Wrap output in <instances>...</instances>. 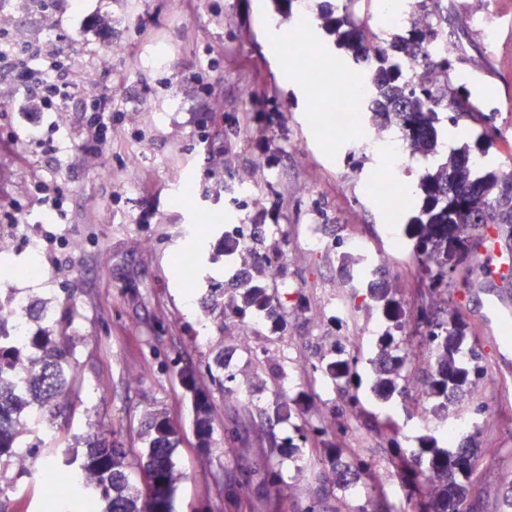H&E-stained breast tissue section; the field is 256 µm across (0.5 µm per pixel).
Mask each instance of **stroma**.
Here are the masks:
<instances>
[{
	"label": "stroma",
	"instance_id": "35a3bbf8",
	"mask_svg": "<svg viewBox=\"0 0 512 512\" xmlns=\"http://www.w3.org/2000/svg\"><path fill=\"white\" fill-rule=\"evenodd\" d=\"M454 34L464 45L457 60L469 74L468 89L499 101L496 137L486 160L489 169L512 173V0H493L494 48H486L481 30L470 20L482 0H447ZM321 0H140L129 11L122 0H55L51 14L28 0H0L18 17L19 33L33 41L59 40L78 76L96 73L112 88V109L124 113L112 144L97 156L79 151L75 117L44 112L39 104L0 80V131H13L18 147L0 148V211L22 208L36 222L43 206L35 184L58 179L73 194L65 223L48 233L46 243L30 250L28 237L12 230L9 255L16 265L36 255L39 287L30 296L50 301L69 290L78 310L70 328L83 386L70 419L57 420L30 474L0 471V512H49L44 489L63 475V456L73 434L104 422L121 433L127 447L140 449L147 413L166 412L178 425L182 441L174 454L176 492L173 512H255L252 500L227 503L223 478L274 464L281 473L279 491L266 512H358L366 487L346 488L321 458L322 448L305 445L298 462L282 459L279 446L298 429L326 423L336 438L371 464L374 481L388 504L406 512L411 485L392 464L393 450L385 415L398 426L402 447L415 448L436 421L413 406L411 389L395 395L392 406L364 394L357 412L346 411L338 380L312 373L318 358H332L334 341H351V355L371 344L368 328L380 308L365 305V289H353V321L339 323L334 312L336 288L346 282L335 244L315 254L304 250L307 225H324L331 239L362 238L371 250L391 254L384 285L405 313L413 317L427 281L414 255L411 219L421 199L413 197L394 214L370 199L363 184L386 171L383 150L368 133L336 138L327 108L350 93L330 85L317 101L302 86L309 74L302 58L272 51L266 18L295 29L305 15L308 39L330 65L354 64L338 51L321 27ZM119 45L109 54L110 45ZM213 81L217 94L204 98L197 80ZM198 112L222 114L212 140H200L193 125ZM56 122L60 131L58 166L49 170L42 151L29 144L30 126ZM278 158L273 182L251 197L238 182L258 156ZM360 162L351 170L350 159ZM193 188L177 193L178 184ZM197 225L185 234L186 225ZM217 224H264L268 238H285L288 281L282 290L290 306L288 328L272 331L257 324L228 320L216 326L202 306L206 282L190 283L178 261L202 246L215 253ZM471 242H448V264L456 273L449 303L440 317L461 310L468 323L461 349L477 348L483 373L464 387L458 406L479 427L477 482L466 512H500L512 483V367L500 358L504 328L486 315L481 294L471 289L476 274L469 260ZM223 351L225 373L235 398H225L208 378H201L213 403L209 451L196 448L192 399L180 377L182 364L204 368L212 353ZM138 385L127 386L129 374ZM301 398L295 424L272 413L275 390ZM253 423L249 453L224 437L238 412ZM304 471L312 488L297 494L292 482Z\"/></svg>",
	"mask_w": 512,
	"mask_h": 512
}]
</instances>
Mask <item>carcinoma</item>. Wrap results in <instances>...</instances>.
Segmentation results:
<instances>
[{"label":"carcinoma","mask_w":512,"mask_h":512,"mask_svg":"<svg viewBox=\"0 0 512 512\" xmlns=\"http://www.w3.org/2000/svg\"><path fill=\"white\" fill-rule=\"evenodd\" d=\"M373 0H348L335 10L323 5V16L336 33V46L351 52L355 63L369 60L380 29L370 23ZM434 37L430 29L412 31L407 37H396L389 48L379 49L369 86L375 108L371 119L378 127L399 129L402 142L412 152L430 156L438 145V125L449 120L456 123L465 115L480 125V140L492 142L495 125L493 114L480 112L464 93L453 85L437 86L433 76L439 72L451 74L454 63L442 58L426 61V71L416 83H402L392 64L393 54L420 53ZM485 152L480 144H465L457 149L446 165H434L419 183L424 195L423 205L413 223L417 224L414 252L427 275L423 294L435 298L448 290V239L467 234L482 238L489 224H512V176L486 170L474 161V155ZM282 242L275 239L268 250L251 268L235 278L216 282L208 276L210 297L219 319L228 316L241 323L264 315L275 331L288 327V308L280 297V288L271 269L284 268ZM16 289L0 290V466H10L20 474L29 473L36 449L43 444L41 437L28 443L29 450H18V439L42 431L59 418L69 419L74 410L73 397L81 386V373L76 363L73 337L69 329L75 319L71 294H66L54 307L40 301L26 303L23 312L28 318L42 322L31 331L22 325L8 302ZM367 295L383 306L387 329L379 339L380 355L369 359L373 376L369 390L378 398L389 401L398 389V379L409 361L405 351L392 352L389 342L398 333L404 335L411 323L424 327L425 346L435 354L429 372L425 409L438 419L448 418L450 393L465 385L469 371L482 372L481 353L467 350V358L458 359L460 348L456 337L464 335L461 325H451L439 319L437 312L417 309L414 320L400 313H391L392 300L387 289L373 279ZM358 358L311 363L312 372L336 377V368L344 366L350 379L362 381ZM181 379L194 393L196 446L210 448L212 438L210 396L197 386L196 373L191 368L180 372ZM300 413V399L286 394L276 397L273 415L280 422H290ZM251 416L239 413L225 428L233 441L248 439ZM384 426L391 433L388 439L395 448L397 471L408 472L415 486L416 497L410 498L415 512H464V505L474 488L473 473L477 465V436H472L470 448L455 446L447 441L439 444L430 433L421 437L420 447L401 449L397 428L390 418ZM314 443L324 446V462L347 485L367 483L368 464L355 457L347 459L345 449L328 439L325 425L308 428ZM144 440L142 481L131 484L127 474V450L117 432L105 423L91 427L90 432L74 437L65 452L66 464L75 466L73 492L67 509L78 512L104 503L103 512H172L175 493L173 454L181 442L176 423L164 412L148 414L141 433ZM278 489V473L269 467L259 474L233 477L224 483V492L234 500L252 497L258 486Z\"/></svg>","instance_id":"obj_1"}]
</instances>
